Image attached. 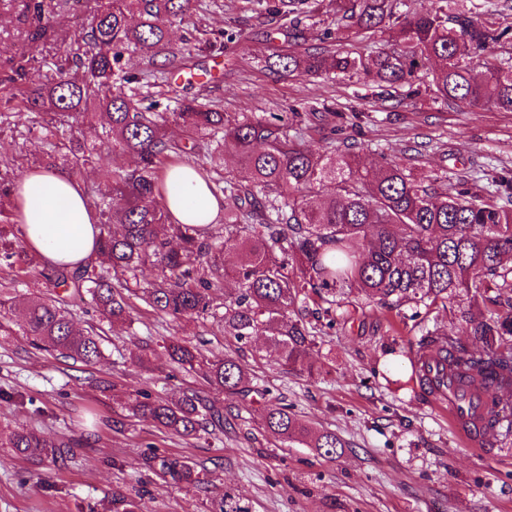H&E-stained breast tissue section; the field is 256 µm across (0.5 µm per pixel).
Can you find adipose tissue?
Here are the masks:
<instances>
[{"mask_svg":"<svg viewBox=\"0 0 512 512\" xmlns=\"http://www.w3.org/2000/svg\"><path fill=\"white\" fill-rule=\"evenodd\" d=\"M165 199L184 224H214L224 210L222 197L186 165L168 170ZM17 221L28 248L49 266H85L96 258L100 226L83 187L67 175L29 172L15 187Z\"/></svg>","mask_w":512,"mask_h":512,"instance_id":"1","label":"adipose tissue"}]
</instances>
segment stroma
Returning a JSON list of instances; mask_svg holds the SVG:
<instances>
[{
    "mask_svg": "<svg viewBox=\"0 0 512 512\" xmlns=\"http://www.w3.org/2000/svg\"><path fill=\"white\" fill-rule=\"evenodd\" d=\"M97 3L83 0L77 11L60 14L52 40L38 44L16 11L0 4V52L40 59L28 79L44 82L54 62L86 49L85 26ZM335 26L326 5L303 18L298 39H288L245 0H200L193 15L171 26L172 44L193 70L184 92L238 117L278 114L288 134L303 132L315 150L365 144L367 165L414 152L434 178L472 165L493 174L512 170V112L453 108L403 88L382 100L341 77L270 72L275 55L315 47L318 34ZM200 72L209 73L208 82L197 81ZM350 112L354 123L339 125L338 114ZM0 154L23 171L40 167L42 142L26 115L0 120ZM132 304L131 323L114 324L73 302L76 326L104 333V357L92 367L31 348L8 308H0V426L73 442L39 464L0 444V512H102L101 500L115 493L142 496L146 512H208L211 498L225 492L243 496L251 512H512V435L490 434L486 448L473 449L431 406L410 378L406 354L421 335L414 322L373 304L337 315L311 353L323 371L307 378L257 360L264 338L241 347L219 320H176L139 296ZM173 338L208 356L238 354L255 387L266 390L264 403L248 407L239 395L221 394L223 433L189 440L133 416L118 396L137 389L164 399L188 389L210 395L200 377L171 364L165 345ZM146 345L150 361L142 366L136 356ZM101 380L113 390L98 388ZM265 403L289 406L315 428L335 432L345 448L326 457L280 442L260 426ZM88 405L98 411L96 423L85 420ZM150 444L205 466L207 488L175 485L142 468Z\"/></svg>",
    "mask_w": 512,
    "mask_h": 512,
    "instance_id": "obj_1",
    "label": "stroma"
}]
</instances>
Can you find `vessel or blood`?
Here are the masks:
<instances>
[{
	"label": "vessel or blood",
	"mask_w": 512,
	"mask_h": 512,
	"mask_svg": "<svg viewBox=\"0 0 512 512\" xmlns=\"http://www.w3.org/2000/svg\"><path fill=\"white\" fill-rule=\"evenodd\" d=\"M420 376L432 402L448 412V420L464 442L485 447L489 398L484 391L467 386L449 370L448 356L425 353L419 357Z\"/></svg>",
	"instance_id": "obj_1"
}]
</instances>
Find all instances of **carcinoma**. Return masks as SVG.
Masks as SVG:
<instances>
[{"label": "carcinoma", "mask_w": 512, "mask_h": 512, "mask_svg": "<svg viewBox=\"0 0 512 512\" xmlns=\"http://www.w3.org/2000/svg\"><path fill=\"white\" fill-rule=\"evenodd\" d=\"M31 40L54 32L64 7L81 0H23ZM337 25L356 35H386L391 48L376 55L324 46L279 55L270 66L289 74L343 75L370 79L385 94L413 86L418 73L438 99L455 105L484 106L512 112V28L501 26V9L483 11L477 23L457 0H431L422 10H402L404 0H330ZM197 0H102L91 17L87 37L92 50L56 66L46 83L26 82L29 61L3 60L12 81H22L13 109L30 115L41 129L47 168L74 173L94 163L98 148L74 137L76 126L103 119V143L112 153L132 155L131 169L103 171L109 192L90 194L98 214L97 266L49 268L25 250L20 224L4 202L20 173L0 162V269L41 276L56 289L11 309L24 325L29 345L56 358L91 366L104 357L95 331L82 332L69 312L72 299H88L103 318H130L131 275L146 265L162 280L146 291L156 312L173 318L216 316L211 291L224 277L237 293L224 297V334L246 344L267 337L279 369L313 375L308 354L316 327L306 320L308 303L317 319L356 307L359 301L412 311L415 318L460 295L468 299L462 318L472 343L426 329L416 352L431 347L448 353L466 384L491 393L490 426L512 432V177L494 175L487 186L475 177L439 180L415 173L404 162L384 160L363 167L354 151H313L303 138H290L263 119L235 118L199 100L175 95L161 101L139 96L131 85L170 83L183 70L173 51L169 27L196 9ZM251 9L289 19L284 33L297 37L302 18L316 0H245ZM138 55L145 68L128 67ZM229 143L238 155L233 178L223 182L201 164ZM185 157L232 205L224 224L201 228L173 218L163 194L162 166L171 155ZM237 254L224 267V251ZM169 359L199 375L218 393L253 392L251 374L226 354L209 358L182 341L165 345ZM135 416L151 419L172 436L199 438L224 432V406L186 390L165 400L145 391L128 394ZM263 426L283 442L333 456L345 442L334 432L311 428L288 406H271ZM70 443L41 432L14 430L8 447L41 463ZM142 465L176 484L199 487L204 472L182 457L149 451ZM112 512H142L132 497L112 498ZM208 512H250L230 493L211 499Z\"/></svg>", "instance_id": "1"}]
</instances>
